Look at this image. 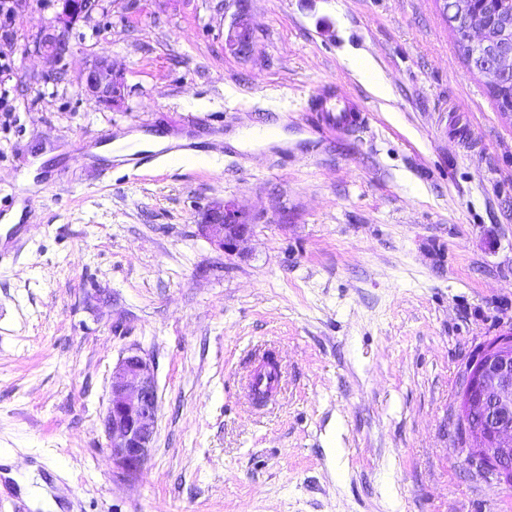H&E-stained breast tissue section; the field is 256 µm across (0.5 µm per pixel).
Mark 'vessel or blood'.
<instances>
[{
  "label": "vessel or blood",
  "mask_w": 512,
  "mask_h": 512,
  "mask_svg": "<svg viewBox=\"0 0 512 512\" xmlns=\"http://www.w3.org/2000/svg\"><path fill=\"white\" fill-rule=\"evenodd\" d=\"M310 104L315 114L310 127L317 132L348 136L369 123V115L364 109L351 98L337 94L329 84L311 95ZM24 231V225H8L4 235L0 236V262L18 257L24 245Z\"/></svg>",
  "instance_id": "1"
}]
</instances>
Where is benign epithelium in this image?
Here are the masks:
<instances>
[{
    "label": "benign epithelium",
    "instance_id": "obj_1",
    "mask_svg": "<svg viewBox=\"0 0 512 512\" xmlns=\"http://www.w3.org/2000/svg\"><path fill=\"white\" fill-rule=\"evenodd\" d=\"M55 33L42 37L34 51L59 64L70 53L69 32L94 9L93 0H58ZM467 40L475 51L486 44L483 24L476 18L464 25ZM252 31L243 20L230 27L225 45L235 53L246 52ZM512 73V55H499L484 73L498 76ZM86 90L103 104L119 108L126 95L124 73L110 56L101 52L86 68ZM249 215L237 201L228 199L209 208L198 232L225 255H236L239 246L253 233ZM463 408L479 416L482 425L472 431L474 449L482 463L499 480L512 467V335L501 336L483 348L464 374ZM158 387L151 359L139 348H130L112 368L111 396L103 427L112 462L121 473L134 477L150 456L157 424Z\"/></svg>",
    "mask_w": 512,
    "mask_h": 512
}]
</instances>
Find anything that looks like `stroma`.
<instances>
[{"instance_id": "obj_1", "label": "stroma", "mask_w": 512, "mask_h": 512, "mask_svg": "<svg viewBox=\"0 0 512 512\" xmlns=\"http://www.w3.org/2000/svg\"><path fill=\"white\" fill-rule=\"evenodd\" d=\"M56 7L14 0L0 38V191L26 228L0 264V455L30 489L0 512H43L41 485L59 512H512L458 430L466 366L512 332V116L438 0H106L57 74L32 52ZM102 51L118 109L80 89ZM329 83L362 132L305 131ZM268 125L287 143L228 141ZM153 129L168 163L96 143ZM229 198L255 226L234 256L197 230ZM132 346L159 410L130 479L102 418ZM264 350L281 390L257 408L240 380ZM252 42V31L241 18L230 27L225 45L235 53H246Z\"/></svg>"}]
</instances>
